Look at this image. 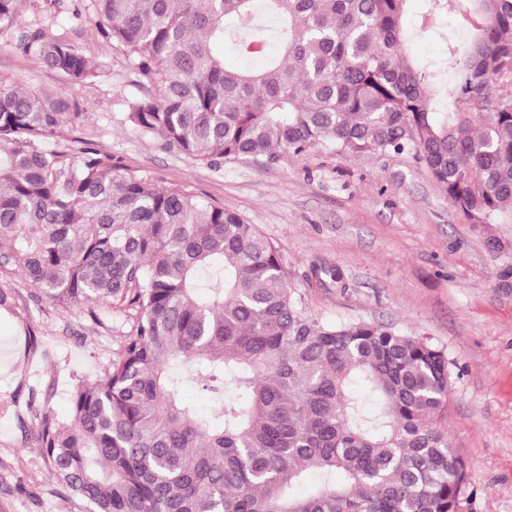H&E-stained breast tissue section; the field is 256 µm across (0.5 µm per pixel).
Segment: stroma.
Instances as JSON below:
<instances>
[{"label": "stroma", "instance_id": "35a3bbf8", "mask_svg": "<svg viewBox=\"0 0 512 512\" xmlns=\"http://www.w3.org/2000/svg\"><path fill=\"white\" fill-rule=\"evenodd\" d=\"M22 24L66 36L100 71L70 85L0 34V77L75 98L85 112L46 139L49 150L67 164L90 149L118 173L239 212L279 248L313 315L388 324L445 349L454 366L439 422L469 464L460 512H512V224L465 223L409 154L342 157L314 146L266 166L208 167L128 122L140 78L100 35L91 0L51 11L31 0ZM0 294V512H88L55 479L28 403L68 421L71 391L115 357L137 313L94 324L8 268Z\"/></svg>", "mask_w": 512, "mask_h": 512}]
</instances>
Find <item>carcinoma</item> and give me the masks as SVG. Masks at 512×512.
<instances>
[{
    "mask_svg": "<svg viewBox=\"0 0 512 512\" xmlns=\"http://www.w3.org/2000/svg\"><path fill=\"white\" fill-rule=\"evenodd\" d=\"M28 2L0 0L13 48L73 86L93 82L75 45L20 26ZM92 2L141 79L127 120L165 147L209 165L314 145L406 151L466 223L512 224V0H423L417 32L446 41L439 65L408 55L412 0ZM229 50L262 65L230 68ZM82 115L0 79V265L96 324L138 313L116 357L73 391L70 422L40 416L60 485L89 512H459L468 465L438 424L447 352L311 315L277 247L236 212L92 151L63 168L44 141ZM356 378L378 407L351 391ZM187 381L208 413L184 400ZM313 471L321 482L295 494Z\"/></svg>",
    "mask_w": 512,
    "mask_h": 512,
    "instance_id": "cac0c4a2",
    "label": "carcinoma"
}]
</instances>
